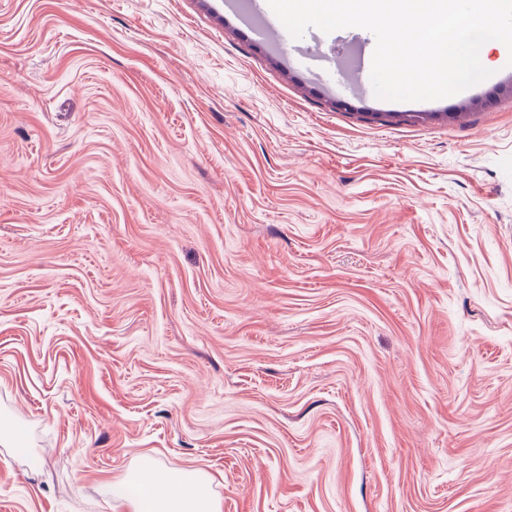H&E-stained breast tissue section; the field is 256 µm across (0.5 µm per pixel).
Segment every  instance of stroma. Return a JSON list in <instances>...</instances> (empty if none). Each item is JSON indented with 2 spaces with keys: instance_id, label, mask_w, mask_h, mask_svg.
Returning a JSON list of instances; mask_svg holds the SVG:
<instances>
[{
  "instance_id": "1",
  "label": "stroma",
  "mask_w": 512,
  "mask_h": 512,
  "mask_svg": "<svg viewBox=\"0 0 512 512\" xmlns=\"http://www.w3.org/2000/svg\"><path fill=\"white\" fill-rule=\"evenodd\" d=\"M222 0H0V512H512V68L359 97ZM112 498L131 512H220L206 478L195 470L150 465L112 485Z\"/></svg>"
}]
</instances>
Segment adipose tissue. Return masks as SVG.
<instances>
[{
  "mask_svg": "<svg viewBox=\"0 0 512 512\" xmlns=\"http://www.w3.org/2000/svg\"><path fill=\"white\" fill-rule=\"evenodd\" d=\"M112 498L130 512H220L208 481L195 470L147 466L113 484Z\"/></svg>",
  "mask_w": 512,
  "mask_h": 512,
  "instance_id": "adipose-tissue-1",
  "label": "adipose tissue"
}]
</instances>
